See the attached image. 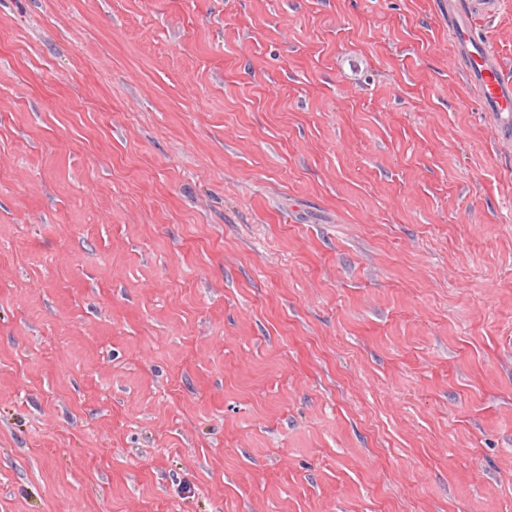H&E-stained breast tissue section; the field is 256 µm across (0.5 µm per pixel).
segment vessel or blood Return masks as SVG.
I'll list each match as a JSON object with an SVG mask.
<instances>
[{"mask_svg":"<svg viewBox=\"0 0 512 512\" xmlns=\"http://www.w3.org/2000/svg\"><path fill=\"white\" fill-rule=\"evenodd\" d=\"M495 6L494 0H467L464 9L448 18L450 34L475 88L483 112L488 115L500 142L512 143V80L505 78L497 57L478 32L482 14Z\"/></svg>","mask_w":512,"mask_h":512,"instance_id":"b4317fda","label":"vessel or blood"}]
</instances>
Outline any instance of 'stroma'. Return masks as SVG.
Here are the masks:
<instances>
[{"mask_svg":"<svg viewBox=\"0 0 512 512\" xmlns=\"http://www.w3.org/2000/svg\"><path fill=\"white\" fill-rule=\"evenodd\" d=\"M448 24L0 0V512H512V150Z\"/></svg>","mask_w":512,"mask_h":512,"instance_id":"obj_1","label":"stroma"}]
</instances>
